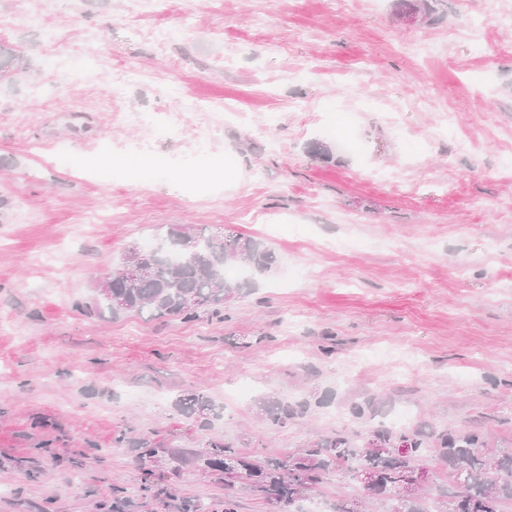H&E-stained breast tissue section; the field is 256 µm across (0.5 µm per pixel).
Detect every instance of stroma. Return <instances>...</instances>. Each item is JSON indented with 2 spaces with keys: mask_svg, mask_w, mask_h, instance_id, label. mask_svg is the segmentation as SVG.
<instances>
[{
  "mask_svg": "<svg viewBox=\"0 0 512 512\" xmlns=\"http://www.w3.org/2000/svg\"><path fill=\"white\" fill-rule=\"evenodd\" d=\"M397 3L167 0L135 19L126 0H0V512H112L116 486L125 512H222L228 493L272 512L190 466L144 491L143 437L282 457L335 430L362 442L401 407L512 450V27L484 55L463 33L512 0H437L415 26ZM85 68L95 79L76 80ZM130 70L142 81L113 101ZM207 97L247 115L190 154V102ZM339 107L350 124L327 129ZM142 112L182 114L179 133ZM452 112L474 149L445 132ZM137 140L164 177L133 178ZM176 225L256 238L278 262L247 272L221 318L82 312L130 244ZM201 386L223 409L206 431L174 405ZM266 393L307 409L272 426ZM309 498L364 491L344 468Z\"/></svg>",
  "mask_w": 512,
  "mask_h": 512,
  "instance_id": "35a3bbf8",
  "label": "stroma"
}]
</instances>
